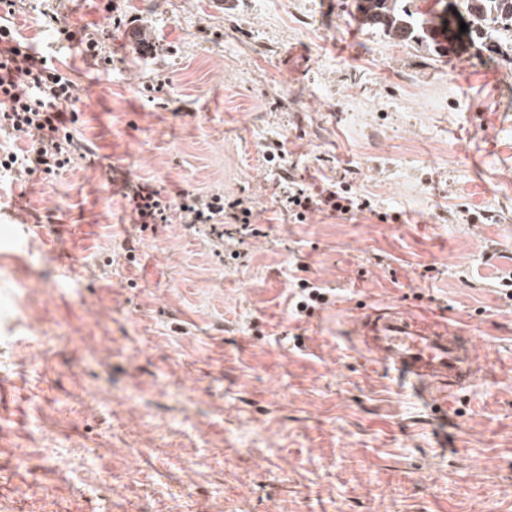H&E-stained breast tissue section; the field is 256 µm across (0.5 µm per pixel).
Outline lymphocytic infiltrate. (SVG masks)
Listing matches in <instances>:
<instances>
[{
  "label": "lymphocytic infiltrate",
  "instance_id": "1",
  "mask_svg": "<svg viewBox=\"0 0 512 512\" xmlns=\"http://www.w3.org/2000/svg\"><path fill=\"white\" fill-rule=\"evenodd\" d=\"M74 99L72 80L10 27L0 25V132L25 140L24 148L0 155V169L18 180L51 178L86 157L88 145L73 133L79 121ZM116 184L133 223L144 230L178 220L192 228L208 227L210 236L220 239L225 225L249 226L256 208L248 196L203 195L188 189L171 196L150 182L135 184L125 177ZM272 198L300 223L316 211L353 216L372 208L370 200L334 184L311 191L288 172L276 182Z\"/></svg>",
  "mask_w": 512,
  "mask_h": 512
}]
</instances>
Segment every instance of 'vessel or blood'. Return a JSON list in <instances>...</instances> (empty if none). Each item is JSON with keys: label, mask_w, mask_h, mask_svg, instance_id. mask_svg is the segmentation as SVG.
Here are the masks:
<instances>
[{"label": "vessel or blood", "mask_w": 512, "mask_h": 512, "mask_svg": "<svg viewBox=\"0 0 512 512\" xmlns=\"http://www.w3.org/2000/svg\"><path fill=\"white\" fill-rule=\"evenodd\" d=\"M347 333L431 407L436 392L465 387L481 371L476 343L445 319L423 320L387 306L352 316Z\"/></svg>", "instance_id": "1"}]
</instances>
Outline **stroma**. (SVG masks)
<instances>
[{"instance_id":"obj_1","label":"stroma","mask_w":512,"mask_h":512,"mask_svg":"<svg viewBox=\"0 0 512 512\" xmlns=\"http://www.w3.org/2000/svg\"><path fill=\"white\" fill-rule=\"evenodd\" d=\"M354 12L15 0L0 16L73 80L95 150L53 178L0 172V512H512V39L439 55ZM276 142L296 177L372 212L280 215ZM118 171L255 198L244 256L178 222L140 231ZM302 279L336 296L297 320ZM387 305L458 322L482 373L423 405L345 336ZM59 34L62 40L68 42H75L84 48V52L92 57H97L98 42L93 33L87 32V28H82L77 31L63 27L59 29Z\"/></svg>"}]
</instances>
